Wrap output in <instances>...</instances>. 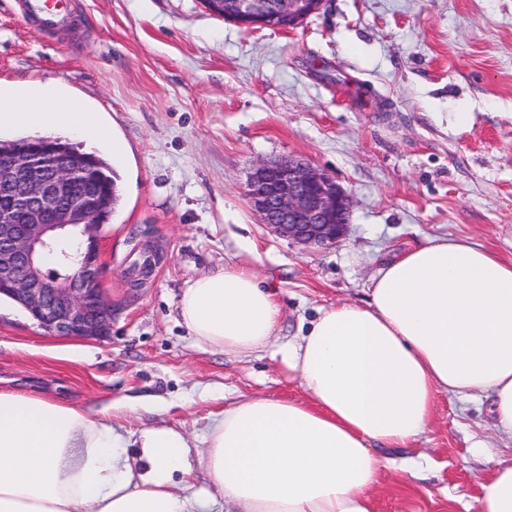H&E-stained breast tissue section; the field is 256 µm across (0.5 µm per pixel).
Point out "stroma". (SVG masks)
<instances>
[{"instance_id":"1","label":"stroma","mask_w":512,"mask_h":512,"mask_svg":"<svg viewBox=\"0 0 512 512\" xmlns=\"http://www.w3.org/2000/svg\"><path fill=\"white\" fill-rule=\"evenodd\" d=\"M23 2L0 0V87L38 84L100 113L120 201L98 231L107 337L54 336L2 308L0 389L116 406L133 441L183 428L194 464L175 481L189 497L211 490L198 457L224 406L305 397L272 351L196 344L177 313L189 281L255 271L284 305L280 346L319 307L364 301L382 261L429 240L512 260V0H326L288 32L239 27L199 0H73L68 26L44 29ZM288 157L350 195L339 244L293 243L249 207L252 167ZM402 454L420 473L385 471L375 512H476L512 437L488 402L440 393Z\"/></svg>"}]
</instances>
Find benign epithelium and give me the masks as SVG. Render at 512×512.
<instances>
[{"label": "benign epithelium", "mask_w": 512, "mask_h": 512, "mask_svg": "<svg viewBox=\"0 0 512 512\" xmlns=\"http://www.w3.org/2000/svg\"><path fill=\"white\" fill-rule=\"evenodd\" d=\"M325 0H200L212 15L243 28H297ZM87 159L45 142L0 154V295L22 305L47 333L102 338L112 303L100 285L99 204L84 186ZM246 197L261 223L304 246H332L351 214L348 193L302 159L260 161ZM84 242L70 251L61 239ZM54 257L55 268L44 269Z\"/></svg>", "instance_id": "benign-epithelium-1"}]
</instances>
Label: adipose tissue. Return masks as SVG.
<instances>
[{
	"label": "adipose tissue",
	"mask_w": 512,
	"mask_h": 512,
	"mask_svg": "<svg viewBox=\"0 0 512 512\" xmlns=\"http://www.w3.org/2000/svg\"><path fill=\"white\" fill-rule=\"evenodd\" d=\"M42 90H0V130L74 138L92 150L109 136L94 113ZM182 325L201 346L241 355L276 347L305 400L251 397L215 417L201 464L226 512H374L394 460L426 431L436 393L488 401L512 436V261L439 238L385 261L364 303L320 308L299 338L273 340L277 294L244 267H220L183 288ZM113 410L90 412L35 394L0 391V512H197L174 488L191 468L185 431L159 426L129 442ZM477 512H512V458L483 486Z\"/></svg>",
	"instance_id": "ef3b65f1"
}]
</instances>
